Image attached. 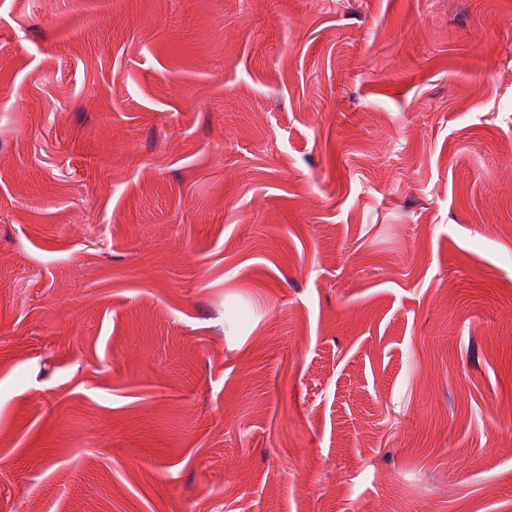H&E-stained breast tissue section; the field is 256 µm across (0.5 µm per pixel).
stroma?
<instances>
[{
	"label": "stroma",
	"mask_w": 512,
	"mask_h": 512,
	"mask_svg": "<svg viewBox=\"0 0 512 512\" xmlns=\"http://www.w3.org/2000/svg\"><path fill=\"white\" fill-rule=\"evenodd\" d=\"M0 512H512V0H0Z\"/></svg>",
	"instance_id": "obj_1"
}]
</instances>
